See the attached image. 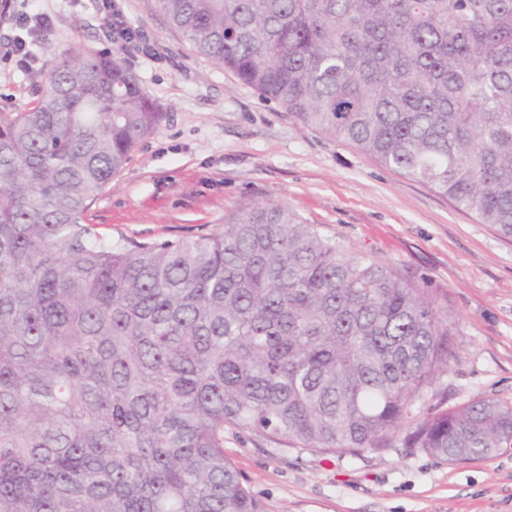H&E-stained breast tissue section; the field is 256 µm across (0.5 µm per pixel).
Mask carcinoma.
<instances>
[{
    "mask_svg": "<svg viewBox=\"0 0 512 512\" xmlns=\"http://www.w3.org/2000/svg\"><path fill=\"white\" fill-rule=\"evenodd\" d=\"M195 53L512 238V0H156ZM0 110V512H261L224 428L336 456L388 445L455 356L433 289L282 203L136 244L86 214L164 113L123 61L64 53ZM512 405L417 421L448 462Z\"/></svg>",
    "mask_w": 512,
    "mask_h": 512,
    "instance_id": "carcinoma-1",
    "label": "carcinoma"
}]
</instances>
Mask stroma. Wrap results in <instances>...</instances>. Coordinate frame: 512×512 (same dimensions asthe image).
<instances>
[{"label": "stroma", "mask_w": 512, "mask_h": 512, "mask_svg": "<svg viewBox=\"0 0 512 512\" xmlns=\"http://www.w3.org/2000/svg\"><path fill=\"white\" fill-rule=\"evenodd\" d=\"M51 21L27 65L0 55V107H31L44 73L73 49L119 56L163 112L94 201L106 237L161 243L217 234L241 205L286 204L324 237L439 292L455 361L414 418L479 398L512 404V240L421 182L289 119L193 53L155 0H114L135 34L113 37L102 0H12ZM224 451L261 512H512V447L449 463L404 448L322 457L224 431Z\"/></svg>", "instance_id": "obj_1"}]
</instances>
